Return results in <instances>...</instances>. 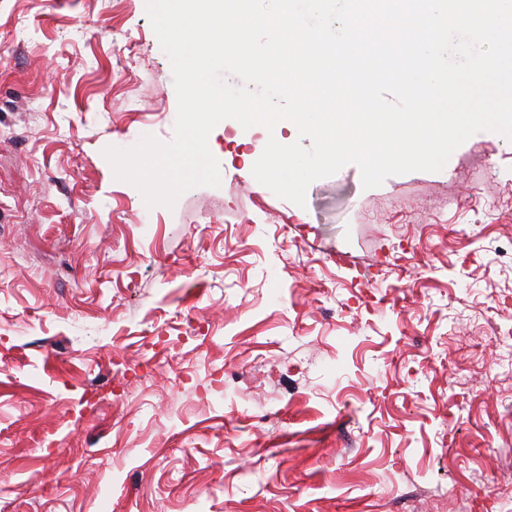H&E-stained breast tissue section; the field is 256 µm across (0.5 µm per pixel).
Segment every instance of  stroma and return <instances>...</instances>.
Returning a JSON list of instances; mask_svg holds the SVG:
<instances>
[{"label":"stroma","mask_w":512,"mask_h":512,"mask_svg":"<svg viewBox=\"0 0 512 512\" xmlns=\"http://www.w3.org/2000/svg\"><path fill=\"white\" fill-rule=\"evenodd\" d=\"M145 0H0V512H512V141L305 206L219 122L174 208Z\"/></svg>","instance_id":"1"}]
</instances>
